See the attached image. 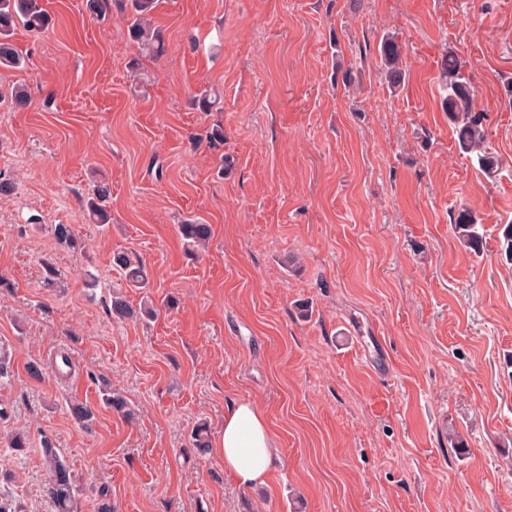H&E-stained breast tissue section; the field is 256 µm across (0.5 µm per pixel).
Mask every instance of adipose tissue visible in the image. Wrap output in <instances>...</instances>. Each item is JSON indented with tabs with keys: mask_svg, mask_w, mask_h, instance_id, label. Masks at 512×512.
Returning <instances> with one entry per match:
<instances>
[{
	"mask_svg": "<svg viewBox=\"0 0 512 512\" xmlns=\"http://www.w3.org/2000/svg\"><path fill=\"white\" fill-rule=\"evenodd\" d=\"M219 452L225 474L239 488L266 484L274 467V448L268 421L258 403L239 399L228 404Z\"/></svg>",
	"mask_w": 512,
	"mask_h": 512,
	"instance_id": "adipose-tissue-1",
	"label": "adipose tissue"
}]
</instances>
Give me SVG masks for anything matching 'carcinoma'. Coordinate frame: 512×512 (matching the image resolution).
Returning <instances> with one entry per match:
<instances>
[{
  "mask_svg": "<svg viewBox=\"0 0 512 512\" xmlns=\"http://www.w3.org/2000/svg\"><path fill=\"white\" fill-rule=\"evenodd\" d=\"M121 13L126 16L130 39L137 44L139 51L148 56L158 57L165 53V42L160 29L153 25V12L156 0H118ZM89 11L104 20L112 14V0H86ZM51 19L40 5V0H0V68H16L22 57L15 50L12 39L18 27L22 26L34 33L49 28ZM380 60L388 82L396 87L404 82L406 70L403 68L402 53L393 37H386L379 49ZM442 88L445 92L443 105L448 118L453 123L461 150L474 160L479 168L493 171L497 159L490 152L485 115L476 110L475 86L472 75L466 71L465 62L452 50L442 55ZM110 189L107 184L98 182L89 192L85 207L93 224H108L112 221L108 200ZM459 243L465 249L479 253L483 250L485 236L478 218L464 210L458 215L453 228ZM178 232L185 248L193 252L205 245L211 237V227L201 222H188L178 225ZM498 254L503 260L512 262V224L504 226L499 237ZM114 265L123 273L127 285L133 288H148L150 280L145 266L136 258L125 253L113 256ZM153 314L149 306L135 309L123 296H112V315L120 320H137ZM42 455L47 465L50 482L48 495L56 512H78L79 495L73 474L65 457L59 453L54 441L45 436L41 441Z\"/></svg>",
  "mask_w": 512,
  "mask_h": 512,
  "instance_id": "1",
  "label": "carcinoma"
}]
</instances>
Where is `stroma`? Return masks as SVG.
Returning a JSON list of instances; mask_svg holds the SVG:
<instances>
[{
  "instance_id": "obj_1",
  "label": "stroma",
  "mask_w": 512,
  "mask_h": 512,
  "mask_svg": "<svg viewBox=\"0 0 512 512\" xmlns=\"http://www.w3.org/2000/svg\"><path fill=\"white\" fill-rule=\"evenodd\" d=\"M17 29L30 105L0 102V497L54 512L40 441L83 512H512V0H159L166 52L141 56L120 12L42 0ZM408 70L391 87L379 47ZM474 76L499 167L464 154L441 101V55ZM222 99L199 111L194 99ZM224 130L222 144L206 130ZM112 223H88L93 179ZM486 247L453 234L462 210ZM210 224L185 254L181 221ZM66 224L79 250L51 227ZM145 263L153 320L112 254ZM57 268L48 278L44 259ZM43 367L31 378L28 363ZM116 388L134 409L106 407ZM95 419L82 427L69 402ZM236 399L265 412L279 463L239 489L216 452ZM207 424L211 450L191 432ZM112 316L117 317L120 320L127 319H140L142 316H149L153 314V309L150 306H144L143 308L135 309L130 306L123 296L115 294L112 296Z\"/></svg>"
}]
</instances>
